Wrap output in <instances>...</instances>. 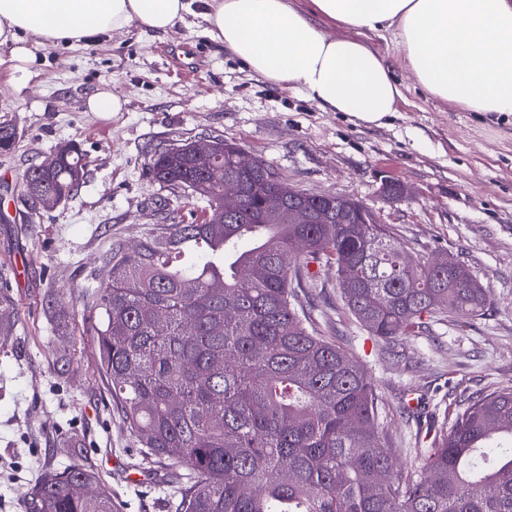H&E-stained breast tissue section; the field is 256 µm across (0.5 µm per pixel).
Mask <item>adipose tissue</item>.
Returning a JSON list of instances; mask_svg holds the SVG:
<instances>
[{
    "label": "adipose tissue",
    "instance_id": "obj_1",
    "mask_svg": "<svg viewBox=\"0 0 512 512\" xmlns=\"http://www.w3.org/2000/svg\"><path fill=\"white\" fill-rule=\"evenodd\" d=\"M207 33L251 70L302 90L327 112L374 124L401 86L383 58L332 36L289 0H206ZM191 0H0V47L25 69L33 46L73 44L136 26L166 32ZM313 13L386 32L432 96L481 115L512 116V0H311Z\"/></svg>",
    "mask_w": 512,
    "mask_h": 512
}]
</instances>
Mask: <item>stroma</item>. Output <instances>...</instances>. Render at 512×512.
<instances>
[{
  "label": "stroma",
  "mask_w": 512,
  "mask_h": 512,
  "mask_svg": "<svg viewBox=\"0 0 512 512\" xmlns=\"http://www.w3.org/2000/svg\"><path fill=\"white\" fill-rule=\"evenodd\" d=\"M202 0L172 30L137 27L87 42L37 46L26 71L0 48V122L18 139L0 155V277L15 320L0 336V512H23L46 469L93 467L114 512H167L173 476L144 461L112 409L97 368L89 309L114 241L133 247L161 224L179 192L151 180L155 150L222 136L276 167L290 186L366 202L412 255H450L469 266L490 303L477 317L427 318L404 340L402 371L343 302L336 271L321 269L302 299L315 326L370 376L379 429L416 472L415 451L448 430L469 400L512 385V122L438 100L399 62L388 34L318 26L380 55L401 85L396 114L365 124L322 111L304 92L252 72L204 32ZM110 87L109 115L87 97ZM85 155L86 179L51 211L28 210L19 178L66 143ZM410 193L388 202L381 176ZM139 481H131V474ZM124 102L109 89H102L89 95L86 106L90 112L112 113L123 109Z\"/></svg>",
  "instance_id": "1"
}]
</instances>
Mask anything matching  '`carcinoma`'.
<instances>
[{
  "label": "carcinoma",
  "instance_id": "obj_1",
  "mask_svg": "<svg viewBox=\"0 0 512 512\" xmlns=\"http://www.w3.org/2000/svg\"><path fill=\"white\" fill-rule=\"evenodd\" d=\"M15 143V126L0 122V153ZM239 152L219 137L207 158L187 142L154 152L152 179L202 201L204 220L176 209L138 251L113 243L107 278L80 294L95 312L86 331L113 409L144 457L182 470L174 512H512V387L470 401L405 476L378 430L373 381L308 329L295 298V285L316 278L312 265L351 269L339 280L345 304L391 353L426 314L481 315L487 289L458 262L408 255L357 199L335 201L326 224L288 223L287 182L261 159L224 212L220 173ZM55 156L20 177L35 211L84 182L76 145ZM13 322L0 292V334ZM23 507L113 512L89 466L45 470Z\"/></svg>",
  "mask_w": 512,
  "mask_h": 512
}]
</instances>
